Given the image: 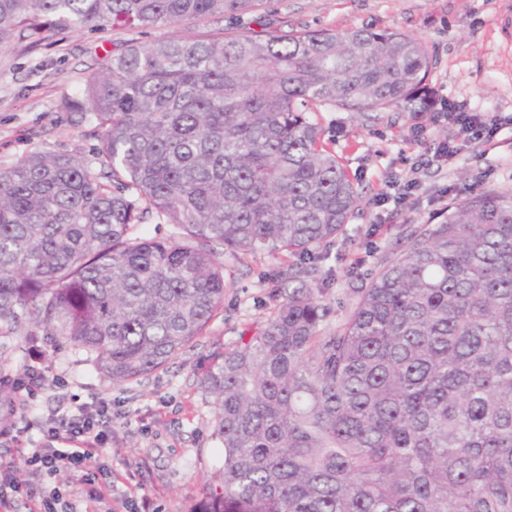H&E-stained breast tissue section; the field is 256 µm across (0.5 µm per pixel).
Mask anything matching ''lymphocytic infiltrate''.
<instances>
[{"label": "lymphocytic infiltrate", "instance_id": "1", "mask_svg": "<svg viewBox=\"0 0 512 512\" xmlns=\"http://www.w3.org/2000/svg\"><path fill=\"white\" fill-rule=\"evenodd\" d=\"M421 111L435 116L447 113L463 132L487 140L499 127L495 113L470 112L463 105L434 96L425 101ZM44 358L40 347L31 348L22 376L11 378L15 396L10 402V421L0 424L4 432L13 433L18 424L28 420L32 399L46 386V376L41 370ZM111 431L112 409L102 401L79 404L46 420L43 425L46 445L25 449L20 469L9 480L0 482V512H14L15 498L21 492L37 501L39 512H69V504L59 490L46 495L40 489L43 477L61 472L83 474L85 482L93 487L95 499L110 506L112 512H154L149 496L138 497L127 492L114 495L111 481L99 480L96 473L89 471V462L103 452Z\"/></svg>", "mask_w": 512, "mask_h": 512}]
</instances>
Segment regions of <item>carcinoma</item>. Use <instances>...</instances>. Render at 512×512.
Returning a JSON list of instances; mask_svg holds the SVG:
<instances>
[{"mask_svg":"<svg viewBox=\"0 0 512 512\" xmlns=\"http://www.w3.org/2000/svg\"><path fill=\"white\" fill-rule=\"evenodd\" d=\"M268 0H0L14 38L243 16ZM426 43L371 28L177 37L104 59L65 102L80 153L0 169V340L43 336L123 385L224 306L229 251L292 260L264 326L198 378L219 479L193 512H512V195L484 192L386 259L331 327L316 250L361 196L314 112L424 93ZM152 218L169 237L145 238Z\"/></svg>","mask_w":512,"mask_h":512,"instance_id":"carcinoma-1","label":"carcinoma"}]
</instances>
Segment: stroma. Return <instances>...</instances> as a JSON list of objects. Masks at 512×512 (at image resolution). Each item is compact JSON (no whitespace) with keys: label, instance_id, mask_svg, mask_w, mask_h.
<instances>
[{"label":"stroma","instance_id":"obj_1","mask_svg":"<svg viewBox=\"0 0 512 512\" xmlns=\"http://www.w3.org/2000/svg\"><path fill=\"white\" fill-rule=\"evenodd\" d=\"M506 14L512 15V0H276L262 25L247 16L209 18L151 29L59 31L38 43L19 40L0 51V169L32 152L78 150L91 156L96 132L88 125L73 126L63 103L80 94L91 68L134 42L261 35L269 27L338 32L371 27L421 39L432 56L427 86L467 109L498 113L504 122L486 141L468 138L443 120L419 130L416 102L382 109L371 122L346 109L318 113L325 141L342 157L362 195L344 235L321 248L317 262L318 285L336 326L412 231L440 223L449 203L512 190V32L500 26ZM443 142L457 146L454 159L436 158ZM379 218L385 225L374 242H367L365 232ZM223 261V309L196 343L137 382L107 383L84 352L43 341L47 385L34 399L35 419L21 442L0 438V480L18 466L22 444L41 443V423L56 409L98 399L112 408V435L91 470L110 472L119 489L149 495L158 512H192L224 457L212 435V399L200 389L198 376L265 323L286 263L263 252H227Z\"/></svg>","mask_w":512,"mask_h":512}]
</instances>
